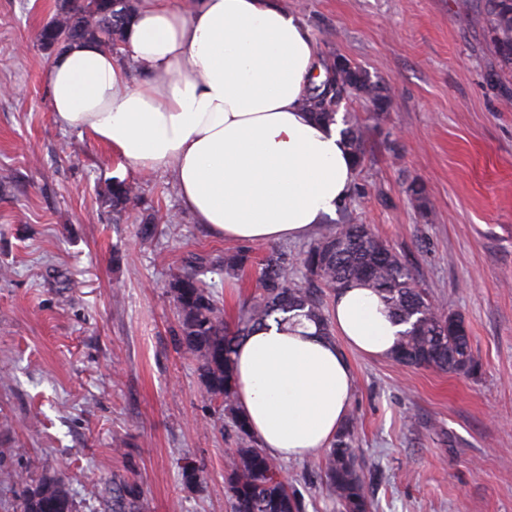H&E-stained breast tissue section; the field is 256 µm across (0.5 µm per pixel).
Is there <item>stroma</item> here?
Here are the masks:
<instances>
[{"instance_id":"35a3bbf8","label":"stroma","mask_w":512,"mask_h":512,"mask_svg":"<svg viewBox=\"0 0 512 512\" xmlns=\"http://www.w3.org/2000/svg\"><path fill=\"white\" fill-rule=\"evenodd\" d=\"M315 36L389 92L345 207L370 225L470 336L475 372L404 367L346 350L349 414L370 512H512V64L487 0H285ZM57 0H0V512L18 473H64L77 512H111L137 482L140 512H231L238 445L178 345L172 268L229 242L183 209L173 174L122 170L91 134L60 127L38 43ZM141 201L113 223L112 177ZM422 200L410 195L412 183ZM167 218L155 237L139 216ZM233 321L253 276L207 277ZM325 450L279 466L305 512H339ZM202 470L198 484L182 476Z\"/></svg>"}]
</instances>
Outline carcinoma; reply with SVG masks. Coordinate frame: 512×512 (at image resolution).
I'll use <instances>...</instances> for the list:
<instances>
[{
	"label": "carcinoma",
	"instance_id": "carcinoma-1",
	"mask_svg": "<svg viewBox=\"0 0 512 512\" xmlns=\"http://www.w3.org/2000/svg\"><path fill=\"white\" fill-rule=\"evenodd\" d=\"M135 12L134 0H62L56 16L40 30L38 42L50 51L86 41L114 51L124 43ZM485 20L498 53L512 64V0H488ZM343 62L333 51L324 53L319 59L324 78L312 85L303 100V107L327 124L337 123L341 104L355 98ZM342 125L341 134L359 167L368 126L351 112L344 113ZM138 198L134 183L112 179L107 198L112 222L120 223ZM299 265L322 287L299 286L295 280ZM252 269L249 253L227 249L212 259L195 256L170 271L168 287L178 312L179 346L196 361L201 383L219 403L241 443L224 468L231 512H304L301 497L281 474L276 460L260 447L239 410L233 354L240 339L271 321L283 325L304 320L330 338L333 323L327 297L356 283L377 293L392 318L405 326L391 353L395 362L466 373L474 372L477 365L468 334L448 331L449 313L444 306L417 286L402 256L366 224H342L319 235L297 256L277 248L267 250L258 269H253L257 288L230 324L224 318V305L205 277L217 272L240 278ZM355 432L352 418L340 427L324 459V482L328 496L342 512H369L353 450ZM15 478L23 486L17 512H75L65 476L44 473L31 479L18 473ZM140 497L134 483L112 488V512H140Z\"/></svg>",
	"mask_w": 512,
	"mask_h": 512
}]
</instances>
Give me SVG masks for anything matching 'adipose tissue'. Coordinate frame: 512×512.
<instances>
[{"label": "adipose tissue", "mask_w": 512, "mask_h": 512, "mask_svg": "<svg viewBox=\"0 0 512 512\" xmlns=\"http://www.w3.org/2000/svg\"><path fill=\"white\" fill-rule=\"evenodd\" d=\"M124 61L76 43L45 80L56 122L90 133L133 170L172 171L183 206L224 239L305 237L349 196L353 159L336 124L302 106L319 74L314 36L283 0H141ZM147 79L132 85L130 68ZM337 340L313 325L255 329L234 355L238 404L284 459L329 447L353 393L342 346L389 356L399 324L355 284L332 308Z\"/></svg>", "instance_id": "1"}]
</instances>
